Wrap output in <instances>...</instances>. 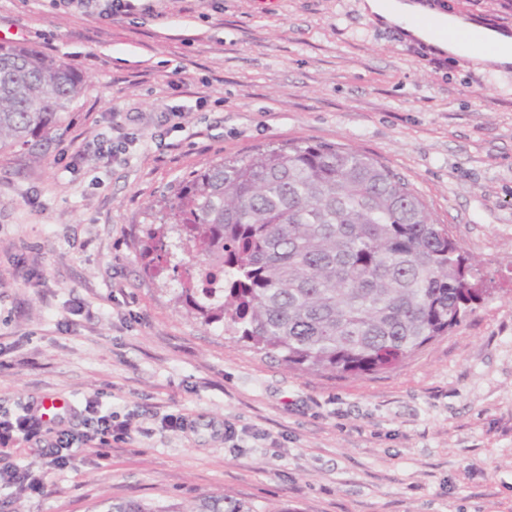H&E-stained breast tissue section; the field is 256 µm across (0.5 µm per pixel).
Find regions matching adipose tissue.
Wrapping results in <instances>:
<instances>
[{
	"instance_id": "obj_1",
	"label": "adipose tissue",
	"mask_w": 512,
	"mask_h": 512,
	"mask_svg": "<svg viewBox=\"0 0 512 512\" xmlns=\"http://www.w3.org/2000/svg\"><path fill=\"white\" fill-rule=\"evenodd\" d=\"M363 12L371 19L400 27L406 35L451 55L475 54L478 61L499 69L512 67V30L483 26L465 17L434 11L424 0H363ZM472 35L486 42L489 52L473 53L464 40Z\"/></svg>"
}]
</instances>
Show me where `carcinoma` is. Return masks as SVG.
Masks as SVG:
<instances>
[{
	"label": "carcinoma",
	"instance_id": "cac0c4a2",
	"mask_svg": "<svg viewBox=\"0 0 512 512\" xmlns=\"http://www.w3.org/2000/svg\"><path fill=\"white\" fill-rule=\"evenodd\" d=\"M87 86L68 63L0 43V151L48 136ZM145 234L169 270L167 234L203 272L179 298L205 323L305 371L388 370L459 326L480 300L473 258L379 161L335 143L272 145L185 181ZM224 279V287L212 283ZM102 512H172L106 501ZM187 512H252L208 496Z\"/></svg>",
	"mask_w": 512,
	"mask_h": 512
}]
</instances>
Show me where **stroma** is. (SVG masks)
Segmentation results:
<instances>
[{"mask_svg": "<svg viewBox=\"0 0 512 512\" xmlns=\"http://www.w3.org/2000/svg\"><path fill=\"white\" fill-rule=\"evenodd\" d=\"M426 2L512 29V0ZM361 3L153 0L156 17L105 23L0 0V42L88 79L36 152L0 151V408L60 398L80 431L95 397L129 428L47 473L38 443H16L42 485L0 490V512L208 494L253 512H512V68L433 52ZM301 142L388 166L478 265L481 304L392 369L288 368L144 268L151 205L224 158Z\"/></svg>", "mask_w": 512, "mask_h": 512, "instance_id": "stroma-1", "label": "stroma"}]
</instances>
